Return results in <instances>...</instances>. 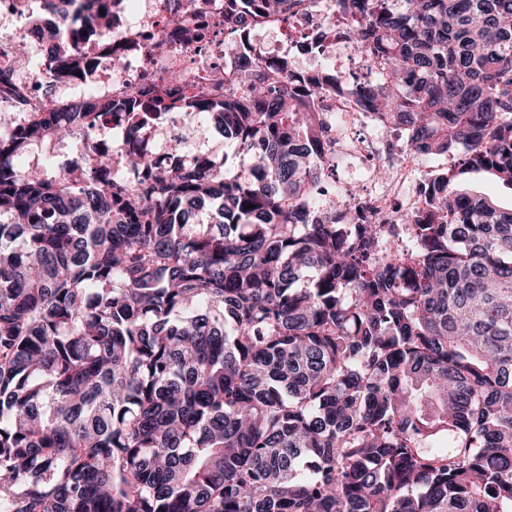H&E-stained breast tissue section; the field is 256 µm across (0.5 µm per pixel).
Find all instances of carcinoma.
I'll return each mask as SVG.
<instances>
[{
  "label": "carcinoma",
  "instance_id": "1",
  "mask_svg": "<svg viewBox=\"0 0 512 512\" xmlns=\"http://www.w3.org/2000/svg\"><path fill=\"white\" fill-rule=\"evenodd\" d=\"M178 2L165 27L192 43ZM302 2L224 0V25ZM337 7L379 67L358 105L420 154L463 150L403 224L360 218L353 189L317 207L336 165L310 103L332 73L248 70L186 101L252 166L229 178L175 141L137 186L115 166L152 159L91 130L116 112L136 141L185 74L16 124L0 66V512H512V208L457 188L512 186V0ZM63 135L86 166L16 165ZM459 188L474 195H488L502 208L510 209L512 204V188L503 184L489 173H467L461 175Z\"/></svg>",
  "mask_w": 512,
  "mask_h": 512
}]
</instances>
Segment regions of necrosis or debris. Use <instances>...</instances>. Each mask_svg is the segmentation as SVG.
Listing matches in <instances>:
<instances>
[{
  "instance_id": "1",
  "label": "necrosis or debris",
  "mask_w": 512,
  "mask_h": 512,
  "mask_svg": "<svg viewBox=\"0 0 512 512\" xmlns=\"http://www.w3.org/2000/svg\"><path fill=\"white\" fill-rule=\"evenodd\" d=\"M139 9L132 20L116 18L111 30L85 31L82 24H44L41 34H33L27 14L32 6H44L45 0H0V65L10 63L14 48L29 44L32 57L49 61L57 47L69 44L78 60L68 70L59 93L47 92L43 82L31 71L18 76L27 99L41 111L56 110L67 102L92 94L98 98L115 97L150 83H166L173 71L187 74L189 85L202 90L236 83L247 64L287 63L289 70L299 71L300 58H313L332 68L340 89L325 93L322 119L330 131L329 153L347 170L340 182L341 192L359 186V201L372 208L378 224L400 223L402 216L423 204V189L434 177L431 167L422 165L411 151L401 130L393 128L375 112L362 110L348 86L353 74L364 73L369 63L363 55L351 52L348 38L341 29L347 21L336 10V0H306L304 10L297 12L290 24L280 18L261 19L258 27L279 34L280 39L268 43L254 37L248 50H225L231 35L224 28V0H183L182 21L189 28L206 25L203 42L187 45L174 38L161 37L163 19L169 0H138ZM122 55L125 65L114 70V55ZM206 128L191 112L173 108L159 119L144 124L139 140L156 164H163L172 141H180L186 156L201 152ZM386 165V180H377L374 172ZM387 200L385 209H373L376 199Z\"/></svg>"
}]
</instances>
